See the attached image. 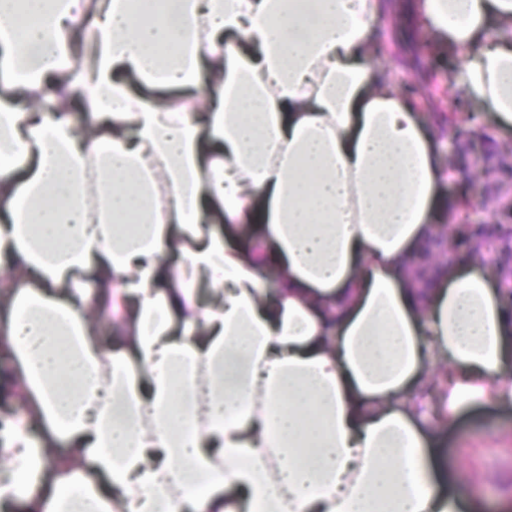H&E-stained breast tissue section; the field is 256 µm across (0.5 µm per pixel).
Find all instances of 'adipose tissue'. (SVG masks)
<instances>
[{"mask_svg": "<svg viewBox=\"0 0 512 512\" xmlns=\"http://www.w3.org/2000/svg\"><path fill=\"white\" fill-rule=\"evenodd\" d=\"M416 8L511 132L512 0ZM380 15L0 0V512H464L434 423L512 405V309L477 256L415 286L448 176Z\"/></svg>", "mask_w": 512, "mask_h": 512, "instance_id": "obj_1", "label": "adipose tissue"}]
</instances>
